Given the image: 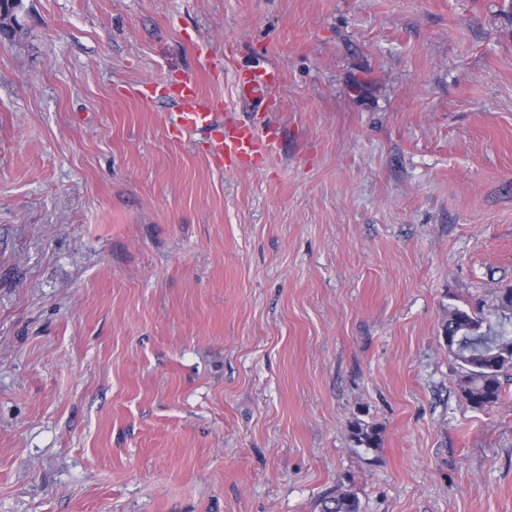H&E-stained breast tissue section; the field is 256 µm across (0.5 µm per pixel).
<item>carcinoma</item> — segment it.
<instances>
[{
  "label": "carcinoma",
  "instance_id": "obj_1",
  "mask_svg": "<svg viewBox=\"0 0 512 512\" xmlns=\"http://www.w3.org/2000/svg\"><path fill=\"white\" fill-rule=\"evenodd\" d=\"M22 0H12L0 10V34L11 36L18 24ZM448 352L460 368L459 389L474 409L497 405L502 398L500 377L512 369V333L495 329L489 316L467 310H455L445 326ZM350 437L360 447L376 448L381 429L360 419L349 427ZM319 512H361L358 497L342 492L321 500Z\"/></svg>",
  "mask_w": 512,
  "mask_h": 512
}]
</instances>
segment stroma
Masks as SVG:
<instances>
[{
  "mask_svg": "<svg viewBox=\"0 0 512 512\" xmlns=\"http://www.w3.org/2000/svg\"><path fill=\"white\" fill-rule=\"evenodd\" d=\"M0 39V512H512V0H23ZM282 76L258 170L135 96ZM381 429L355 445L350 421ZM489 317L457 309L444 328L448 352L460 368L461 395L475 409L493 407L501 401L500 377L512 369V334L504 328L495 329ZM358 497L351 492H342L321 500L319 512H361Z\"/></svg>",
  "mask_w": 512,
  "mask_h": 512,
  "instance_id": "stroma-1",
  "label": "stroma"
}]
</instances>
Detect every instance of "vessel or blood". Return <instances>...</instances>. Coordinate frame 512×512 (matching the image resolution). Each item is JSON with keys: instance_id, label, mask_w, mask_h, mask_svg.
<instances>
[{"instance_id": "b4317fda", "label": "vessel or blood", "mask_w": 512, "mask_h": 512, "mask_svg": "<svg viewBox=\"0 0 512 512\" xmlns=\"http://www.w3.org/2000/svg\"><path fill=\"white\" fill-rule=\"evenodd\" d=\"M277 83L274 68L256 66L238 70L234 87L240 101L258 107L267 101ZM159 93L177 106L171 135L176 138L188 132L203 135L208 157L218 169L254 170L270 158L274 141L263 133L260 124L251 117L242 119L229 111H214L211 99L201 92L194 79L186 77L172 84L150 81L138 90L139 96L148 100Z\"/></svg>"}]
</instances>
